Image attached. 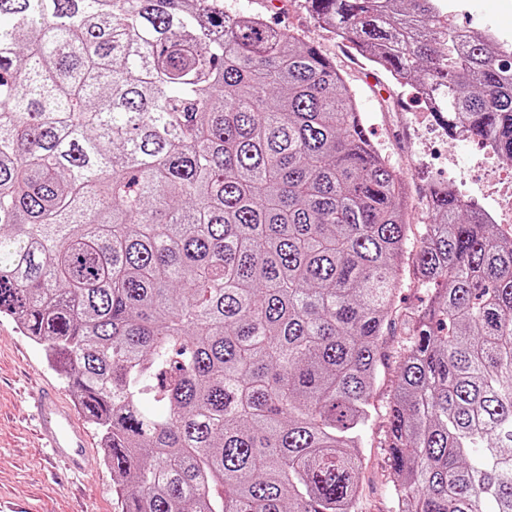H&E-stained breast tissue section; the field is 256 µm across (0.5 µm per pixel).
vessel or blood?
Here are the masks:
<instances>
[{
    "label": "vessel or blood",
    "instance_id": "1",
    "mask_svg": "<svg viewBox=\"0 0 512 512\" xmlns=\"http://www.w3.org/2000/svg\"><path fill=\"white\" fill-rule=\"evenodd\" d=\"M35 407L48 448L63 458L70 470L86 471L91 465V459L87 452L85 429L74 410L52 391L39 395Z\"/></svg>",
    "mask_w": 512,
    "mask_h": 512
}]
</instances>
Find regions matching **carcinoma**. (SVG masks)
Here are the masks:
<instances>
[{
    "mask_svg": "<svg viewBox=\"0 0 512 512\" xmlns=\"http://www.w3.org/2000/svg\"><path fill=\"white\" fill-rule=\"evenodd\" d=\"M512 162V57L439 0H306ZM409 186L320 51L224 0H0V315L63 371L120 512H356L397 321V512H512V236ZM402 287L399 289L396 304L402 309L412 310L417 308L426 299V289L421 286L413 273L411 256L405 255L404 264L401 267Z\"/></svg>",
    "mask_w": 512,
    "mask_h": 512,
    "instance_id": "carcinoma-1",
    "label": "carcinoma"
}]
</instances>
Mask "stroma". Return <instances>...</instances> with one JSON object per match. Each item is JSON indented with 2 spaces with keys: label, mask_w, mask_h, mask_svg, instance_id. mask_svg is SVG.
I'll return each instance as SVG.
<instances>
[{
  "label": "stroma",
  "mask_w": 512,
  "mask_h": 512,
  "mask_svg": "<svg viewBox=\"0 0 512 512\" xmlns=\"http://www.w3.org/2000/svg\"><path fill=\"white\" fill-rule=\"evenodd\" d=\"M447 2L452 24L477 30L488 26L512 38V0ZM224 9L259 15L274 27L292 30L330 59L355 94L369 138L409 182L410 241L419 240L432 221L420 203V194L430 183L448 184L457 194L488 204L504 192L494 164L481 159L480 144L421 125L417 116L424 104L415 90L392 83L348 44L336 40L311 16L304 0H224ZM398 342L390 335L382 346L372 416L363 435L358 512H395L385 435ZM46 387L56 389L63 399L71 397L65 374L46 362L40 348L12 320L0 316V498L12 501L20 512H119L121 495L101 460L97 432L89 434L92 468L81 477L71 475L42 448L28 397Z\"/></svg>",
  "instance_id": "35a3bbf8"
}]
</instances>
